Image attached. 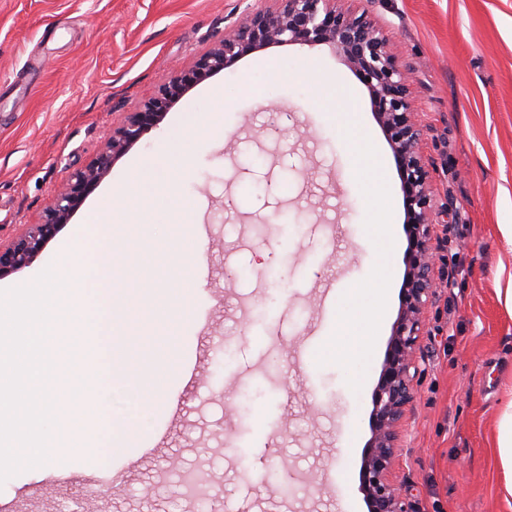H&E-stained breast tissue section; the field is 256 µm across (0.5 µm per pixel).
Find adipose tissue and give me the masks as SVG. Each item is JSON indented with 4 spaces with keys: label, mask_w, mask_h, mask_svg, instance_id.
<instances>
[{
    "label": "adipose tissue",
    "mask_w": 512,
    "mask_h": 512,
    "mask_svg": "<svg viewBox=\"0 0 512 512\" xmlns=\"http://www.w3.org/2000/svg\"><path fill=\"white\" fill-rule=\"evenodd\" d=\"M391 276L371 267L363 280L351 283L336 305V326L312 356L315 365L353 368L370 357L380 336Z\"/></svg>",
    "instance_id": "ef3b65f1"
}]
</instances>
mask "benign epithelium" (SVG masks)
Returning a JSON list of instances; mask_svg holds the SVG:
<instances>
[{"mask_svg": "<svg viewBox=\"0 0 512 512\" xmlns=\"http://www.w3.org/2000/svg\"><path fill=\"white\" fill-rule=\"evenodd\" d=\"M216 40L192 69L163 78L143 108L130 112L112 129L96 160L76 171L52 198L41 223L33 224L10 244L0 246V277L29 266L46 243L110 173L113 162L159 125L174 101L189 87L233 64L248 52L284 45H326L354 72L368 90L375 120L388 141L400 173L408 249L401 305L391 328L388 349L374 393L371 438L361 464V491L368 512H416L402 493L394 470L399 428L414 401L420 375L416 349L426 329L433 295L435 264L432 224L435 203L432 175L424 161L423 133L410 100V70L388 48L386 37L366 11L341 0H272Z\"/></svg>", "mask_w": 512, "mask_h": 512, "instance_id": "1", "label": "benign epithelium"}]
</instances>
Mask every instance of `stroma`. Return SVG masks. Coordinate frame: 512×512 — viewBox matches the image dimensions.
Segmentation results:
<instances>
[{
    "label": "stroma",
    "instance_id": "35a3bbf8",
    "mask_svg": "<svg viewBox=\"0 0 512 512\" xmlns=\"http://www.w3.org/2000/svg\"><path fill=\"white\" fill-rule=\"evenodd\" d=\"M265 0H0V243L41 222L71 173L94 161L126 113L164 75L190 69L228 26ZM412 72L414 116L440 211L421 376L404 422L396 475L418 512H512L498 453L512 401V0H362ZM274 60L271 82L260 67ZM308 78L295 73L307 62ZM260 86L264 105L242 92ZM224 90L223 127L190 139L191 173L176 189L208 227L210 275L194 278L174 334L155 345L167 371L157 409L117 464L119 490L85 493L27 470L0 485L15 512H367L360 465L372 395L405 274V213L392 150L366 88L325 46L245 55L191 86L163 121L118 158L100 190L150 157L186 112L206 114ZM357 95L359 112L346 103ZM292 117L272 134L276 112ZM361 118L378 144L397 207L389 245L372 222L365 178L354 176L346 125ZM83 218L75 212L28 267L0 289L36 278ZM155 292L173 279L172 215L153 208ZM393 259L394 281L364 386L307 356L332 331L324 301ZM317 395H310V384ZM179 393L186 416H169ZM356 436L341 459L347 433ZM289 494H281L280 479Z\"/></svg>",
    "mask_w": 512,
    "mask_h": 512
}]
</instances>
